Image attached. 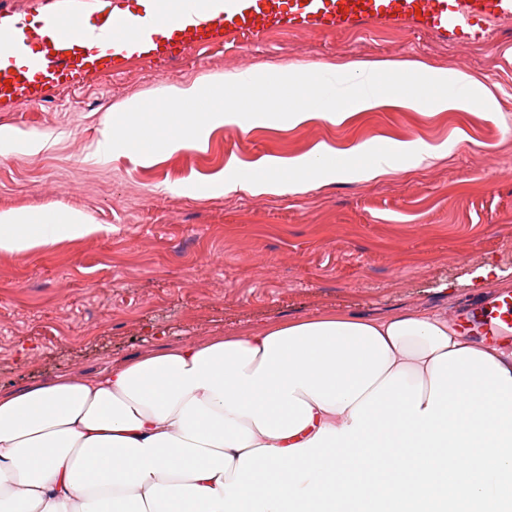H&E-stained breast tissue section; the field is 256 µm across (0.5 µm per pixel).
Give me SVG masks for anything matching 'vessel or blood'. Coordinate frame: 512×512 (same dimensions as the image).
<instances>
[{
    "label": "vessel or blood",
    "instance_id": "b4317fda",
    "mask_svg": "<svg viewBox=\"0 0 512 512\" xmlns=\"http://www.w3.org/2000/svg\"><path fill=\"white\" fill-rule=\"evenodd\" d=\"M152 13L140 4L100 22L83 23L56 15L52 38L32 27L27 13L18 12L10 28L0 27V53L14 66L0 68V98L14 102L45 96L61 81L85 78L70 56L74 39L93 44L102 58L126 61L137 47L172 61L195 43L232 41L273 31L346 34L374 27L428 33L441 40L488 41L501 22L512 19V0H224L213 13L210 0H151ZM467 333L493 342L512 335V291L490 295L458 313Z\"/></svg>",
    "mask_w": 512,
    "mask_h": 512
}]
</instances>
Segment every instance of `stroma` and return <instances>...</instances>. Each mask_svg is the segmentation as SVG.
<instances>
[{"label": "stroma", "mask_w": 512, "mask_h": 512, "mask_svg": "<svg viewBox=\"0 0 512 512\" xmlns=\"http://www.w3.org/2000/svg\"><path fill=\"white\" fill-rule=\"evenodd\" d=\"M420 61L488 86L496 104L430 112L388 105L341 124L315 118L215 128L206 147L145 162L99 144L112 113L169 85L294 67ZM0 213L67 207L97 232L0 251V392L59 375L95 378L184 341L330 311L378 317L426 308L453 317L484 267L512 286V21L484 43L419 33L273 32L200 44L164 62L101 63L79 84L0 105ZM49 139L35 152L30 141ZM422 141L427 163L366 179L328 173L303 190L225 191L229 162L294 159L327 145Z\"/></svg>", "instance_id": "35a3bbf8"}]
</instances>
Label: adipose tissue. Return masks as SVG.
I'll return each mask as SVG.
<instances>
[{
    "label": "adipose tissue",
    "mask_w": 512,
    "mask_h": 512,
    "mask_svg": "<svg viewBox=\"0 0 512 512\" xmlns=\"http://www.w3.org/2000/svg\"><path fill=\"white\" fill-rule=\"evenodd\" d=\"M433 149L322 148L225 182L375 177ZM0 214V251L96 232ZM0 512H512V346L420 309L344 312L190 342L0 393Z\"/></svg>",
    "instance_id": "obj_1"
}]
</instances>
